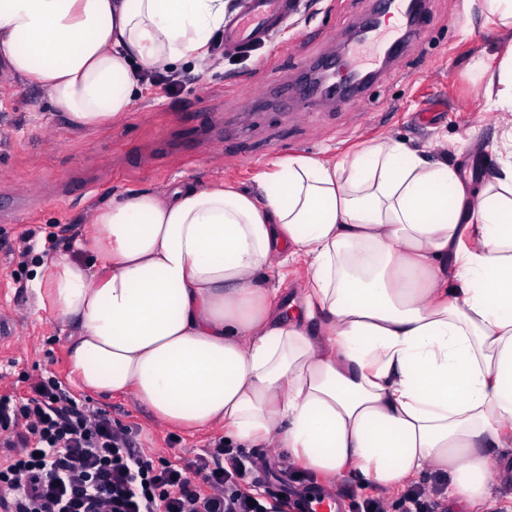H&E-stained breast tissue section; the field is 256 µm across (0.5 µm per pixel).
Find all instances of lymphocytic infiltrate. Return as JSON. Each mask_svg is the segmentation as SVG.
Returning <instances> with one entry per match:
<instances>
[{"label": "lymphocytic infiltrate", "instance_id": "obj_1", "mask_svg": "<svg viewBox=\"0 0 512 512\" xmlns=\"http://www.w3.org/2000/svg\"><path fill=\"white\" fill-rule=\"evenodd\" d=\"M251 472L220 439L191 462L155 460L54 376L0 396V512H268L239 485Z\"/></svg>", "mask_w": 512, "mask_h": 512}]
</instances>
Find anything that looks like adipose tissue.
I'll return each mask as SVG.
<instances>
[{
    "label": "adipose tissue",
    "mask_w": 512,
    "mask_h": 512,
    "mask_svg": "<svg viewBox=\"0 0 512 512\" xmlns=\"http://www.w3.org/2000/svg\"><path fill=\"white\" fill-rule=\"evenodd\" d=\"M228 0H0V59L70 127L122 121L144 72L204 62ZM512 112V38L479 65ZM252 189L183 185L95 208L29 282L83 390L127 394L232 448L393 491L437 472L492 506L512 447V134L481 188L387 137L272 161ZM307 268L302 310L280 296Z\"/></svg>",
    "instance_id": "1"
}]
</instances>
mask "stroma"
I'll list each match as a JSON object with an SVG mask.
<instances>
[{
	"label": "stroma",
	"instance_id": "1",
	"mask_svg": "<svg viewBox=\"0 0 512 512\" xmlns=\"http://www.w3.org/2000/svg\"><path fill=\"white\" fill-rule=\"evenodd\" d=\"M369 3L300 0L284 30L248 53L216 38L215 65L180 68L176 97L146 87L122 122L89 134L72 131L44 91L8 80L0 65V83L10 85L0 98V321L13 329L0 337V395H26L29 383L42 376L71 379L68 334L37 310L29 281L39 257L63 250L93 208L184 183L251 188L274 159H341L387 136L446 155L477 180L496 169L492 147L512 130V112L485 111L472 65L479 59L493 63L504 40L483 16L467 12L465 0H426V41L393 60L361 100H306L284 109L270 104L276 86L292 83L313 59L336 49ZM252 98L267 100V107L248 109ZM30 233L37 244L27 252L24 237ZM76 397L133 426L144 448L160 459L194 460L219 436L160 424L128 397L105 399L81 390ZM238 454L270 461L273 473L260 482L259 493L272 498L284 486L292 501L302 493L303 482L285 471L278 449L242 448ZM324 490L343 498L344 512H358L371 496L383 501L386 512H405L412 491L430 501L431 512H455L431 474L394 492L349 476Z\"/></svg>",
	"mask_w": 512,
	"mask_h": 512
}]
</instances>
